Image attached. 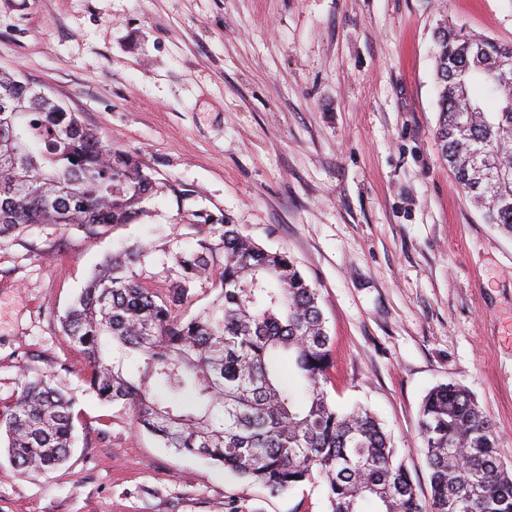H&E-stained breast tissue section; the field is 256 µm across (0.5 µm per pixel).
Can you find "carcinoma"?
Here are the masks:
<instances>
[{"mask_svg": "<svg viewBox=\"0 0 512 512\" xmlns=\"http://www.w3.org/2000/svg\"><path fill=\"white\" fill-rule=\"evenodd\" d=\"M512 46L463 29L436 38V135L482 219L512 236ZM479 84L499 102L485 111ZM0 73V239L30 224H130L145 213L151 176L74 112ZM174 255L177 276L134 271L142 245L107 259L62 318L87 363V391L132 411L138 427L178 454L201 457L278 494L325 487L328 512H512V471L470 393L454 383L425 396L419 420L431 498L420 502L377 417L340 409L326 390L330 336L320 293L287 253L260 247L238 224H203ZM205 279L212 304L182 307ZM74 402L48 375H21L0 413L14 469L48 472L73 442Z\"/></svg>", "mask_w": 512, "mask_h": 512, "instance_id": "1", "label": "carcinoma"}]
</instances>
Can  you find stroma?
<instances>
[{
  "label": "stroma",
  "instance_id": "35a3bbf8",
  "mask_svg": "<svg viewBox=\"0 0 512 512\" xmlns=\"http://www.w3.org/2000/svg\"><path fill=\"white\" fill-rule=\"evenodd\" d=\"M512 46V0H0V72L75 112L156 183L131 224H35L0 240V411L21 371L77 398L69 462L15 471L0 512H327L321 486L273 495L141 431L84 391L60 318L136 244L177 275L200 217L287 252L318 288L331 400L382 422L421 499L433 387L467 389L512 470V239L481 221L436 137L434 35Z\"/></svg>",
  "mask_w": 512,
  "mask_h": 512
}]
</instances>
